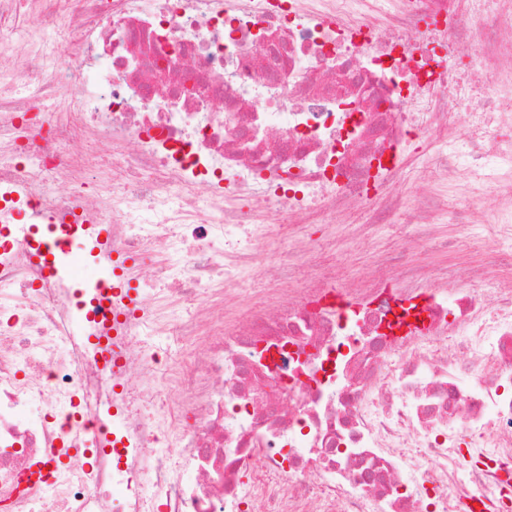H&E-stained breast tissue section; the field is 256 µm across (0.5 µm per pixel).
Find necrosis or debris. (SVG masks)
<instances>
[{"label":"necrosis or debris","instance_id":"4bbe7bcc","mask_svg":"<svg viewBox=\"0 0 512 512\" xmlns=\"http://www.w3.org/2000/svg\"><path fill=\"white\" fill-rule=\"evenodd\" d=\"M26 3L0 0L29 74L0 58V224L73 222L90 246L107 224L112 253L155 261L109 322L25 235L0 252V512H512V290L400 249L377 286L311 281L318 250L292 239L283 287L224 321L274 221L400 210L426 131L441 179L486 182L502 267L512 54L492 35L512 0H40L22 30ZM466 43L487 132L462 168Z\"/></svg>","mask_w":512,"mask_h":512}]
</instances>
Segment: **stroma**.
<instances>
[{"label":"stroma","instance_id":"1","mask_svg":"<svg viewBox=\"0 0 512 512\" xmlns=\"http://www.w3.org/2000/svg\"><path fill=\"white\" fill-rule=\"evenodd\" d=\"M433 158L431 135L426 134L413 141L397 188L413 203L423 202L431 207L437 205L444 208L446 214L441 224L435 225L434 231L438 237L453 240L455 246L439 250L425 245L408 253L407 259L412 264L428 269L452 270L460 287L484 294L495 293L512 280V269H500L493 276L483 272L491 245L481 238L480 232L483 225L496 222L497 217L490 211L479 210L472 219L471 230H462L455 223L454 214L465 205L466 199L456 183L437 177L433 169ZM343 221L371 227L370 235L365 240L337 232L336 251L326 258L325 263L335 265L342 282L351 284L363 283L371 277L377 253L394 251L422 231L421 225L416 224L407 211L395 214L388 223L377 224L373 221L372 210L358 207L344 216Z\"/></svg>","mask_w":512,"mask_h":512}]
</instances>
